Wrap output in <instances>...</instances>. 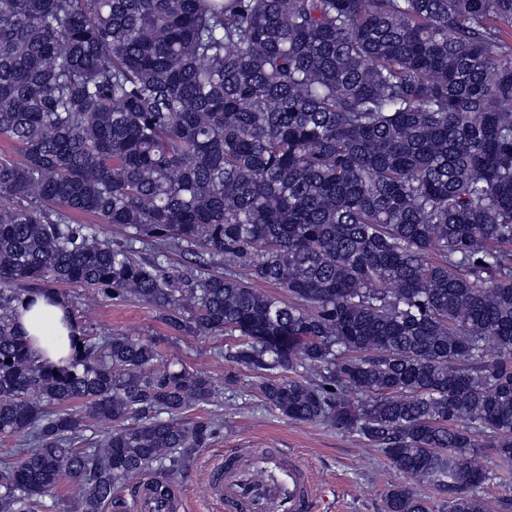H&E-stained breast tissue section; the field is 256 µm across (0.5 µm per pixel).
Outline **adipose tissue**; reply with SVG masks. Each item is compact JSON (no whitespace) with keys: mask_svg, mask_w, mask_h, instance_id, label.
Instances as JSON below:
<instances>
[{"mask_svg":"<svg viewBox=\"0 0 512 512\" xmlns=\"http://www.w3.org/2000/svg\"><path fill=\"white\" fill-rule=\"evenodd\" d=\"M65 310L60 306H49L44 301L27 311H21L20 324L32 339L36 357L53 363L69 358L72 354L70 334L63 322Z\"/></svg>","mask_w":512,"mask_h":512,"instance_id":"1","label":"adipose tissue"}]
</instances>
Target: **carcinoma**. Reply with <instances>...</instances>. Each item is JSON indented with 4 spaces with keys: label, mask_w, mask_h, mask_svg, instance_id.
Segmentation results:
<instances>
[{
    "label": "carcinoma",
    "mask_w": 512,
    "mask_h": 512,
    "mask_svg": "<svg viewBox=\"0 0 512 512\" xmlns=\"http://www.w3.org/2000/svg\"><path fill=\"white\" fill-rule=\"evenodd\" d=\"M0 141V512L62 482L102 512L223 428L184 418L209 375L86 333L56 284L234 339L265 407L407 479L385 512L512 508L475 453L512 476V0H0ZM37 298L64 365L17 321ZM26 302V301H25ZM25 302L18 306L20 324L32 338L33 353L43 361L59 363L73 354L71 349V330L63 323L65 310L62 306H47L43 299L29 310L25 311ZM63 337V343L50 344L49 339L54 336Z\"/></svg>",
    "instance_id": "obj_1"
}]
</instances>
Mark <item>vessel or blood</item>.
<instances>
[{
  "label": "vessel or blood",
  "instance_id": "vessel-or-blood-1",
  "mask_svg": "<svg viewBox=\"0 0 512 512\" xmlns=\"http://www.w3.org/2000/svg\"><path fill=\"white\" fill-rule=\"evenodd\" d=\"M211 498L224 512H311L315 480L302 458L281 448H239L206 473ZM136 512H185V499L163 481L136 483Z\"/></svg>",
  "mask_w": 512,
  "mask_h": 512
}]
</instances>
